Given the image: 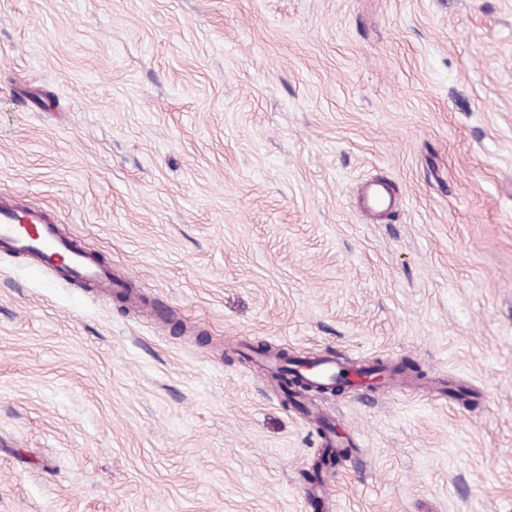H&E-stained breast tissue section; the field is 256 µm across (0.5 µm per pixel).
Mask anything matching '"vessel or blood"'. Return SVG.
Here are the masks:
<instances>
[{"label": "vessel or blood", "instance_id": "1", "mask_svg": "<svg viewBox=\"0 0 512 512\" xmlns=\"http://www.w3.org/2000/svg\"><path fill=\"white\" fill-rule=\"evenodd\" d=\"M1 249L30 255L38 272L59 269L68 279L103 291L119 285L111 268L97 264L87 250L62 236L55 220L40 208L0 206Z\"/></svg>", "mask_w": 512, "mask_h": 512}]
</instances>
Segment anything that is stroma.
Segmentation results:
<instances>
[{
    "mask_svg": "<svg viewBox=\"0 0 512 512\" xmlns=\"http://www.w3.org/2000/svg\"><path fill=\"white\" fill-rule=\"evenodd\" d=\"M17 201L130 293L0 252V512H512V0H0Z\"/></svg>",
    "mask_w": 512,
    "mask_h": 512,
    "instance_id": "35a3bbf8",
    "label": "stroma"
}]
</instances>
